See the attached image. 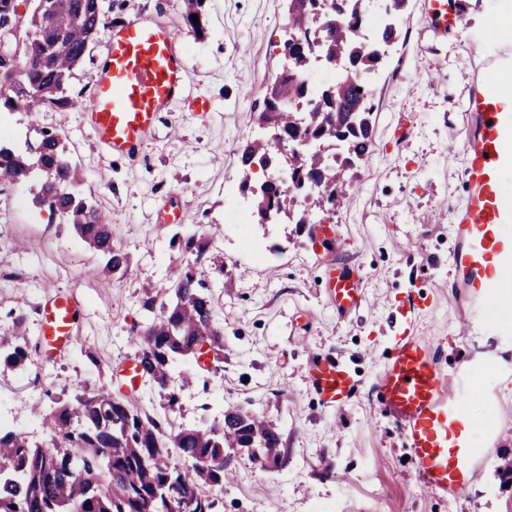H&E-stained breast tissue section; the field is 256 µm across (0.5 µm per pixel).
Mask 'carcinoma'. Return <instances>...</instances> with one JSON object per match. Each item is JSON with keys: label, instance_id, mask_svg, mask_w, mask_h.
<instances>
[{"label": "carcinoma", "instance_id": "cac0c4a2", "mask_svg": "<svg viewBox=\"0 0 512 512\" xmlns=\"http://www.w3.org/2000/svg\"><path fill=\"white\" fill-rule=\"evenodd\" d=\"M364 14V0H331L327 11L319 0H288L289 29L297 38L283 44L286 72L305 70L318 54L348 77L327 88L307 112L283 106V98L298 103L303 95L289 77L267 93L258 120L277 137L250 141L241 152L240 190L250 194L259 221L277 218L304 228L315 211L336 206L346 172L368 159L373 105L360 76L376 67L399 33L386 29L376 45L360 39ZM2 23L10 24V32L9 56L0 54V112L32 116L77 105L69 89L73 70L111 23L101 0H29L24 14L18 0H0ZM35 132L21 148L0 144V187L37 180L35 204L72 225L86 247L107 258V271L126 273L129 257L114 245L111 224L75 191L80 169L60 137ZM304 139L335 145L336 154L315 149L284 157L283 145ZM284 163L293 190L259 178ZM311 187L306 205L294 210L295 191ZM170 246L186 259L170 270V288L144 294L141 305L151 317L133 330L137 357L162 412L149 414L85 388L46 414L32 405L29 413L49 439L32 443L22 424L0 426V512H175L183 501L194 503L195 512H223L218 492L224 488L225 449L251 448L262 466L279 459L277 428L241 408H227L222 422L209 427L175 425L181 392L192 380L186 372L175 374L179 362H198L207 349L224 350V331L203 270L208 241L201 234L176 235ZM31 352L0 336V364L21 371ZM182 457L192 460L191 467H180Z\"/></svg>", "mask_w": 512, "mask_h": 512}]
</instances>
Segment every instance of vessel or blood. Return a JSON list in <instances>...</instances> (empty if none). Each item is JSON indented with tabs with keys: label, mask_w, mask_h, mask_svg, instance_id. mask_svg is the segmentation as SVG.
<instances>
[{
	"label": "vessel or blood",
	"mask_w": 512,
	"mask_h": 512,
	"mask_svg": "<svg viewBox=\"0 0 512 512\" xmlns=\"http://www.w3.org/2000/svg\"><path fill=\"white\" fill-rule=\"evenodd\" d=\"M463 17V0H424L423 21L435 35H447ZM481 42L488 49L486 71L464 101L466 192L454 209L450 251L461 299L480 320L500 289L512 288V197L506 192V178L512 174V47H504L491 33ZM185 71L186 60L171 29L144 16L115 20L104 63L79 110L112 155L139 161L146 133L170 102L188 101L192 112L206 116L209 107L201 97L190 95ZM336 240L335 225L317 224L308 246L317 253L333 247ZM325 274L338 312L365 304L358 269L332 261ZM79 313L75 295L46 294L41 336L47 352L69 343ZM119 374L130 393L145 376L135 358L127 359ZM309 381L329 406L341 405L355 393L351 374L330 358L311 366ZM470 387L469 374H448L436 349L406 332L397 339L375 384L376 399L410 449L418 479L427 490L455 496L468 487L476 445L473 424L462 412L459 397Z\"/></svg>",
	"instance_id": "vessel-or-blood-1"
}]
</instances>
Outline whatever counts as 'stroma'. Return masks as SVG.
<instances>
[{
  "mask_svg": "<svg viewBox=\"0 0 512 512\" xmlns=\"http://www.w3.org/2000/svg\"><path fill=\"white\" fill-rule=\"evenodd\" d=\"M463 22L436 39L421 23L423 0H407L397 43L374 71L376 109L367 162L357 181L317 223L338 225L337 262L360 268L367 303L338 313L323 286L324 262L292 224H250L269 249L256 264L224 218V186L241 178L240 150L259 133L257 117L272 73L284 64L287 0H205L203 34L186 25L183 0H112V15L151 16L183 42L192 95L210 105L206 117L186 102L158 113L140 161L107 153L75 109L49 108L37 120H13L23 146L30 125L55 128L82 170V191L112 224L129 256L126 274L106 271L70 225L33 204L37 185L0 193V335L18 332L37 344L41 302L49 291L76 294L83 310L69 346L46 357L33 352L26 370L0 366V411L20 412L52 397L68 400L76 385L118 394V367L135 354L131 331L144 322L142 289L169 288V266L181 253L174 233L203 231L223 269H210L224 329L223 368L209 389L183 394L185 423H211L216 402L273 422L281 459L255 463L228 449L224 512H512V489L497 473L512 457V378L484 395L490 357H512V335H462L470 313L459 300L450 266L452 207L464 194L463 101L483 67L477 40L490 29L512 43V0H466ZM420 302L414 333L440 339L448 372H473L474 391L460 405L482 436L467 490L442 497L423 489L416 464L379 409L374 383L403 327V295ZM24 314L14 329L13 317ZM331 357L356 381V396L323 405L308 380L313 361Z\"/></svg>",
  "mask_w": 512,
  "mask_h": 512,
  "instance_id": "obj_1",
  "label": "stroma"
}]
</instances>
